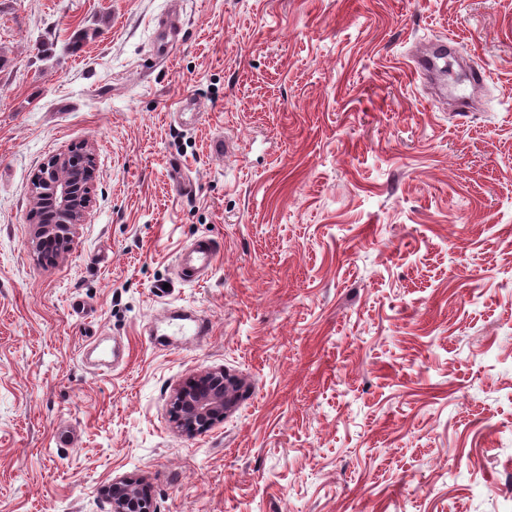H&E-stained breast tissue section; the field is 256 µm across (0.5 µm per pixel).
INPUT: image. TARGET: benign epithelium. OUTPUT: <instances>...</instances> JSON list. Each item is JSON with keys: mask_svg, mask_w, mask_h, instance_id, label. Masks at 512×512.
<instances>
[{"mask_svg": "<svg viewBox=\"0 0 512 512\" xmlns=\"http://www.w3.org/2000/svg\"><path fill=\"white\" fill-rule=\"evenodd\" d=\"M55 170L41 167L31 183L34 238L42 250L61 248L66 252L73 242V231L84 223L93 202L96 167L92 157L76 163L68 154L53 159ZM234 382L224 380V371H210L189 378L171 396L177 427L188 433L202 432L224 419L232 405ZM138 479L119 476L102 485L101 496L112 505V512H152L137 488Z\"/></svg>", "mask_w": 512, "mask_h": 512, "instance_id": "7a95c632", "label": "benign epithelium"}]
</instances>
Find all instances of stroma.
Returning a JSON list of instances; mask_svg holds the SVG:
<instances>
[{
	"instance_id": "1",
	"label": "stroma",
	"mask_w": 512,
	"mask_h": 512,
	"mask_svg": "<svg viewBox=\"0 0 512 512\" xmlns=\"http://www.w3.org/2000/svg\"><path fill=\"white\" fill-rule=\"evenodd\" d=\"M170 7L0 0V512H111L126 474L153 512H512V0H181L163 58ZM445 37L486 71L462 115V75L409 66ZM61 152L97 178L51 257L26 215ZM214 369L235 407L176 431ZM216 254V244L211 239L196 241L178 257L182 278L191 282L203 280L215 266ZM234 382H224V371L189 378L171 396L177 427L188 433L206 431L224 419L232 405Z\"/></svg>"
}]
</instances>
